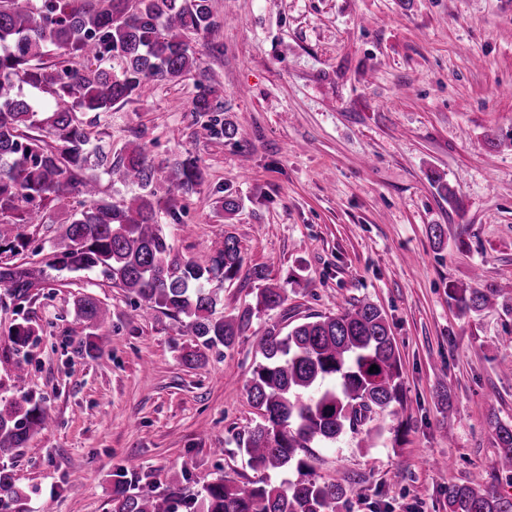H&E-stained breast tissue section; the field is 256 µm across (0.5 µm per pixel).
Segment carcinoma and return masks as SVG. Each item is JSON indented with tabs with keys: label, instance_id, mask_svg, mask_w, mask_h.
<instances>
[{
	"label": "carcinoma",
	"instance_id": "cac0c4a2",
	"mask_svg": "<svg viewBox=\"0 0 512 512\" xmlns=\"http://www.w3.org/2000/svg\"><path fill=\"white\" fill-rule=\"evenodd\" d=\"M217 26L211 0H0V305L28 301L45 287L46 268L98 272L134 296L136 308L165 309L180 334L195 337L182 355L198 364L201 349L234 348L253 316L281 306V288L258 289L253 306L218 316L224 281L243 265L238 241L205 258L183 259L160 214L181 223L178 199L197 193L203 182L199 160L175 156L154 163L137 144L118 152L91 147V134L78 114L110 112L142 95L150 82H172L199 69L189 36ZM55 63L39 61L48 47ZM48 88L52 95L38 112L23 86ZM199 116L221 111L211 91L193 100ZM45 127L51 140L28 130ZM203 130L228 140L238 127L211 119ZM134 186L129 198H99V178ZM52 212L69 215L55 250L37 260L18 259L28 241L22 230L45 224ZM510 288H451L464 317L492 306ZM76 316L85 323L80 351L96 359L112 312L93 297L78 299ZM39 341V327L26 317L9 332L17 357L12 387L18 396L0 406V454L24 447L48 424L45 406L24 392V363ZM246 384L259 421L247 431L242 451L261 476L242 484L222 477L204 485L199 512H348V490L319 481L308 449L335 444L346 433L371 448L382 436L375 416L402 404L401 358L386 314L370 302L350 303L328 314H312L287 329L274 324L257 339ZM377 365L369 372L371 365ZM496 455L491 474L512 478V423L493 421ZM130 462L114 474L112 512H179L187 506L181 490L157 493L135 485ZM295 471L298 478L276 485L270 472ZM25 495L0 468V506L21 505ZM448 512H512V496L482 490L474 482L448 490Z\"/></svg>",
	"mask_w": 512,
	"mask_h": 512
}]
</instances>
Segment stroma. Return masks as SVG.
<instances>
[{
  "label": "stroma",
  "mask_w": 512,
  "mask_h": 512,
  "mask_svg": "<svg viewBox=\"0 0 512 512\" xmlns=\"http://www.w3.org/2000/svg\"><path fill=\"white\" fill-rule=\"evenodd\" d=\"M211 4L215 31L192 40L199 71L82 120L116 149L199 158L205 182L165 231L186 258L237 239L244 263L218 314L253 303L257 265L287 299L253 316L234 349L189 367L181 354L194 339L165 310L143 319L100 274L51 272L24 305L41 329L26 390L50 422L0 456L25 512H111L112 473L130 459L159 492L257 479L239 448L257 419L246 394L257 337L358 300L383 310L396 339L404 431L386 418L375 447L348 434L311 449L315 477L350 488L351 512H448L454 485H512L490 477L489 424L512 421V300L462 318L448 297L512 282V0ZM201 81L241 137L197 123ZM227 196L242 203L231 217ZM86 295L113 312L96 359L79 351L74 304Z\"/></svg>",
  "instance_id": "obj_1"
}]
</instances>
